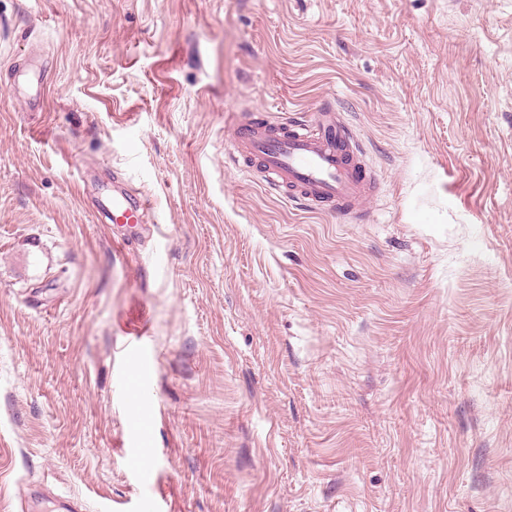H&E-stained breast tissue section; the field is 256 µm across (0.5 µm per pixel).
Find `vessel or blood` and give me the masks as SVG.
Returning a JSON list of instances; mask_svg holds the SVG:
<instances>
[{"label":"vessel or blood","mask_w":512,"mask_h":512,"mask_svg":"<svg viewBox=\"0 0 512 512\" xmlns=\"http://www.w3.org/2000/svg\"><path fill=\"white\" fill-rule=\"evenodd\" d=\"M229 159L241 171H256L281 199L355 220L364 219L376 183L362 142L331 107L306 120L238 117ZM151 210L150 199L130 186L104 208L115 224L145 223Z\"/></svg>","instance_id":"1"}]
</instances>
